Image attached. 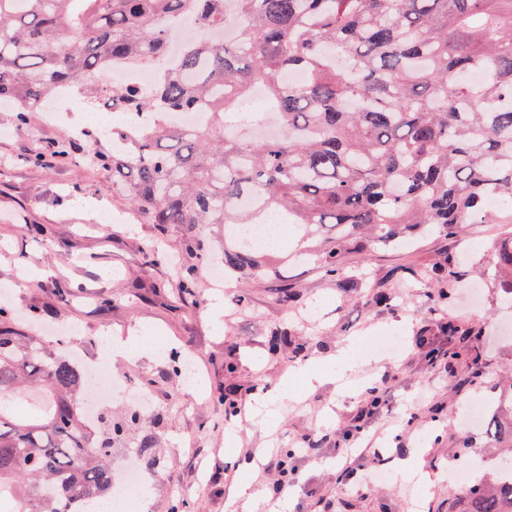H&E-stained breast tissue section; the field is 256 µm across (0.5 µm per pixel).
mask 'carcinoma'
Here are the masks:
<instances>
[{"instance_id":"obj_1","label":"carcinoma","mask_w":512,"mask_h":512,"mask_svg":"<svg viewBox=\"0 0 512 512\" xmlns=\"http://www.w3.org/2000/svg\"><path fill=\"white\" fill-rule=\"evenodd\" d=\"M227 0H0V99L14 103L15 125L31 129L57 93L78 86L97 104L110 95L137 127L112 129V148L95 163L112 169V191L126 196L145 224L185 230L186 257L174 269L190 295L207 264L206 224H257L277 210L302 238L319 242L323 273L353 287L345 254L394 247L432 231L454 235L484 218L487 200L512 204V0H234L243 20L234 41L224 28ZM191 21L177 58L172 28ZM148 63L149 87L109 90L95 81L107 66ZM481 66L486 80H456ZM304 71L303 85L282 81ZM266 86L281 127L274 139L225 134L235 104ZM212 106L210 125L186 131L173 112ZM249 198L253 207L236 202ZM512 296V240L495 245ZM224 273L279 282L283 259L224 233ZM459 278L443 269L428 296L448 298ZM20 316L0 306V494L20 512H98L112 494V441L86 423L85 374L44 336L16 332ZM448 348L428 343L425 360L482 376L477 348L451 342L478 337L476 325L439 326ZM302 345L285 334L269 352ZM49 400L17 408L20 390ZM493 448L512 449V412L485 430ZM461 493L458 512H512V458Z\"/></svg>"}]
</instances>
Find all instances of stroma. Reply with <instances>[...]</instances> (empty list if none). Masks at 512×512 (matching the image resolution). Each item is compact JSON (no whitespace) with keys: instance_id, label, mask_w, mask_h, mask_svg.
<instances>
[{"instance_id":"1","label":"stroma","mask_w":512,"mask_h":512,"mask_svg":"<svg viewBox=\"0 0 512 512\" xmlns=\"http://www.w3.org/2000/svg\"><path fill=\"white\" fill-rule=\"evenodd\" d=\"M82 112L76 102L56 121L38 113L31 130L21 132L11 108H0V286H12L8 301L27 327L52 329L54 351L75 354L80 364L92 360L105 331L161 342V354L105 362L153 397L130 426L127 443L112 450L114 477L138 465L149 512H448L454 499L448 470L466 460L464 442L488 449L483 429L461 427L458 411L468 392L493 395L512 361V314L491 272L493 242L512 236V206L490 209L481 223L454 236L436 233L407 249L345 255L343 268L354 282L348 290L315 262L292 260L283 271L288 300H279L268 280L215 288L204 273L189 296L179 293L169 257L148 259L160 240L179 254L180 230L137 223L126 197L113 192L109 171L56 156L65 137L84 129ZM451 258L460 276L447 305L439 306L427 296L435 284L429 272ZM240 293L248 301L243 309L232 303ZM382 295L389 305L378 304ZM447 320L481 327V380L466 381L464 370L449 371L444 363L428 365L416 347L417 337L438 335L439 322ZM281 330L304 344L306 359L327 358L353 337L392 331L405 345L391 359H369L356 374V393L343 396L331 380L302 390L287 351H268L271 335ZM381 384L390 405L369 418L353 442L363 457L346 466L338 455L344 431L369 389ZM229 387L241 391L237 417L224 414ZM259 392L272 399L271 420L253 411ZM146 437L154 442L153 463L142 467L134 444ZM307 442L314 449L296 460L297 485L275 499L280 449ZM413 455L418 471H400L398 481L358 497L341 494L344 480L362 483L369 467L393 468ZM255 456L268 471L250 468ZM242 482L249 495L233 500Z\"/></svg>"}]
</instances>
